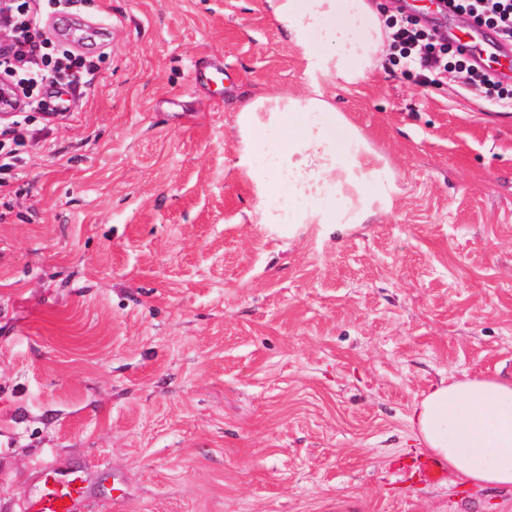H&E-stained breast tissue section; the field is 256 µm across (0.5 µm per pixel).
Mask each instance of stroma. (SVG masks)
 I'll return each instance as SVG.
<instances>
[{"mask_svg": "<svg viewBox=\"0 0 512 512\" xmlns=\"http://www.w3.org/2000/svg\"><path fill=\"white\" fill-rule=\"evenodd\" d=\"M98 74L0 190V512L36 465L83 512H512L426 484L432 385L512 377V108L397 55L337 107L397 188L368 224H261L237 109L314 76L264 0H78Z\"/></svg>", "mask_w": 512, "mask_h": 512, "instance_id": "35a3bbf8", "label": "stroma"}]
</instances>
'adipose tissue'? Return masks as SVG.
<instances>
[{"mask_svg":"<svg viewBox=\"0 0 512 512\" xmlns=\"http://www.w3.org/2000/svg\"><path fill=\"white\" fill-rule=\"evenodd\" d=\"M279 32L335 87L382 67L386 16L372 0H266ZM240 167L263 224H364L391 203V180L366 140L322 91L275 92L239 108ZM408 420L456 481L512 491V378L463 377L432 386Z\"/></svg>","mask_w":512,"mask_h":512,"instance_id":"obj_1","label":"adipose tissue"}]
</instances>
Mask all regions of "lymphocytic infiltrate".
<instances>
[{
	"label": "lymphocytic infiltrate",
	"mask_w": 512,
	"mask_h": 512,
	"mask_svg": "<svg viewBox=\"0 0 512 512\" xmlns=\"http://www.w3.org/2000/svg\"><path fill=\"white\" fill-rule=\"evenodd\" d=\"M456 16L480 22L512 41V0H449ZM407 65L419 69L424 86L440 84L445 75H455L463 90L477 92L499 87L500 105L512 106V88L501 87L489 70L474 66L450 41L419 28L412 16H396L390 21ZM45 27L40 0H0V81L10 96L0 104L5 117L0 120V188L15 178L29 146L40 139L31 123L32 112L42 106L41 91L61 85L70 89L91 83L98 66L88 54L76 53L51 38H39Z\"/></svg>",
	"instance_id": "obj_1"
}]
</instances>
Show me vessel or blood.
<instances>
[{"mask_svg": "<svg viewBox=\"0 0 512 512\" xmlns=\"http://www.w3.org/2000/svg\"><path fill=\"white\" fill-rule=\"evenodd\" d=\"M459 43L475 65H482L483 53L489 52L501 58L503 69L512 73L511 43L486 41L484 28L477 25L470 26L460 36ZM406 468L426 482H438L448 476L445 467L424 454L411 458ZM34 478L37 489L27 502L24 512H77L88 492L86 480L78 470L59 468L51 459L40 463Z\"/></svg>", "mask_w": 512, "mask_h": 512, "instance_id": "vessel-or-blood-1", "label": "vessel or blood"}]
</instances>
